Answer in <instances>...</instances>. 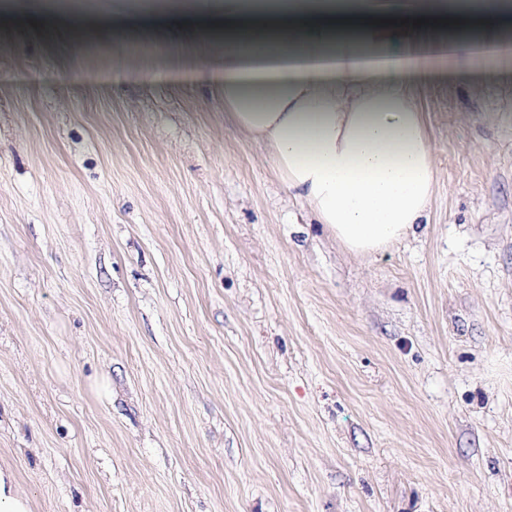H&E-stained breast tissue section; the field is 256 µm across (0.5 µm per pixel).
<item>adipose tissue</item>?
Listing matches in <instances>:
<instances>
[{
	"label": "adipose tissue",
	"mask_w": 512,
	"mask_h": 512,
	"mask_svg": "<svg viewBox=\"0 0 512 512\" xmlns=\"http://www.w3.org/2000/svg\"><path fill=\"white\" fill-rule=\"evenodd\" d=\"M224 108L268 148L288 194L371 257L427 221L434 151L412 83L433 11L409 0H220Z\"/></svg>",
	"instance_id": "1"
}]
</instances>
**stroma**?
<instances>
[{"mask_svg": "<svg viewBox=\"0 0 512 512\" xmlns=\"http://www.w3.org/2000/svg\"><path fill=\"white\" fill-rule=\"evenodd\" d=\"M223 18L0 20V468L32 512H512V53L413 86L370 258L204 72Z\"/></svg>", "mask_w": 512, "mask_h": 512, "instance_id": "stroma-1", "label": "stroma"}]
</instances>
